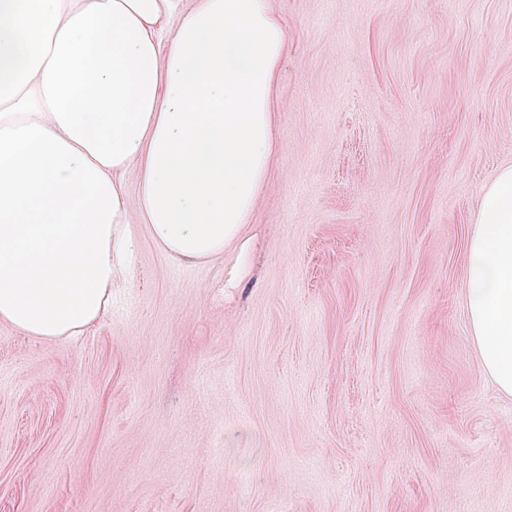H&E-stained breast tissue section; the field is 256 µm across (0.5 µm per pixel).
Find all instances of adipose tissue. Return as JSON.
<instances>
[{
    "label": "adipose tissue",
    "instance_id": "1",
    "mask_svg": "<svg viewBox=\"0 0 512 512\" xmlns=\"http://www.w3.org/2000/svg\"><path fill=\"white\" fill-rule=\"evenodd\" d=\"M287 42L271 0H0V323L91 327L138 223L180 263L243 244L280 149ZM478 196L465 303L512 396V166Z\"/></svg>",
    "mask_w": 512,
    "mask_h": 512
}]
</instances>
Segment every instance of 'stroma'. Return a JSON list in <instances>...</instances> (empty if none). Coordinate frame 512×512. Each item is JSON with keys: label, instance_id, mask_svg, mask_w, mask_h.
<instances>
[{"label": "stroma", "instance_id": "35a3bbf8", "mask_svg": "<svg viewBox=\"0 0 512 512\" xmlns=\"http://www.w3.org/2000/svg\"><path fill=\"white\" fill-rule=\"evenodd\" d=\"M281 144L237 254L139 245L75 339L0 324V512H512L464 305L512 165V0H273Z\"/></svg>", "mask_w": 512, "mask_h": 512}]
</instances>
